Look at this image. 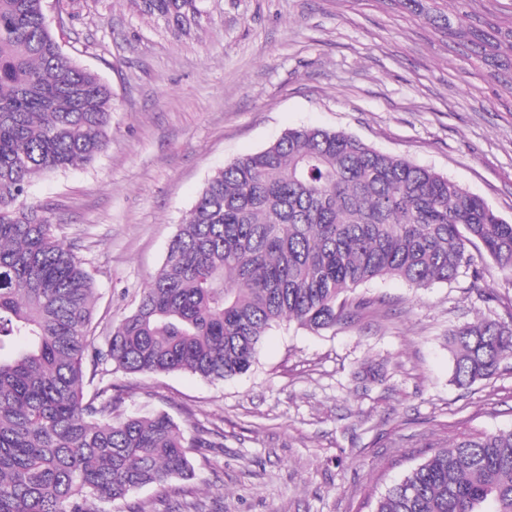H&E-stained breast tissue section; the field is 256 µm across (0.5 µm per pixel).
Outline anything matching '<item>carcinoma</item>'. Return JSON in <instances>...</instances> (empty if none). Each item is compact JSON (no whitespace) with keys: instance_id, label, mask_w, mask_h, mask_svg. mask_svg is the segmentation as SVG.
I'll list each match as a JSON object with an SVG mask.
<instances>
[{"instance_id":"obj_1","label":"carcinoma","mask_w":512,"mask_h":512,"mask_svg":"<svg viewBox=\"0 0 512 512\" xmlns=\"http://www.w3.org/2000/svg\"><path fill=\"white\" fill-rule=\"evenodd\" d=\"M184 36L204 0H133ZM112 91L73 62L45 0H0V512H97L144 487L189 479L188 435L166 412L125 416L114 372L247 373L275 324L319 332L361 315L348 292L399 278L413 288L483 276L471 249L512 276V224L434 171L342 131L290 129L205 183L135 309L101 345L95 281L27 202L46 173L109 143ZM468 388L512 359V319L448 337ZM372 512H512V430L438 448Z\"/></svg>"}]
</instances>
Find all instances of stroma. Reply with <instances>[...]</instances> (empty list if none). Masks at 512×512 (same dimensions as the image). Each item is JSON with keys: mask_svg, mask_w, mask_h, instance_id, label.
<instances>
[{"mask_svg": "<svg viewBox=\"0 0 512 512\" xmlns=\"http://www.w3.org/2000/svg\"><path fill=\"white\" fill-rule=\"evenodd\" d=\"M192 38L129 0H47L63 51L113 94L110 144L91 164L45 174L28 199L93 275L98 338L160 269L205 181L285 131H342L483 198L512 223V0H205ZM64 26H56L58 14ZM473 28L495 54L461 40ZM353 291L362 315L314 333L281 323L251 370L115 373L123 412L164 411L223 435L194 448L195 476L104 502L100 512H369L373 497L468 432L512 429V361L460 388L448 334L512 319V278Z\"/></svg>", "mask_w": 512, "mask_h": 512, "instance_id": "35a3bbf8", "label": "stroma"}]
</instances>
